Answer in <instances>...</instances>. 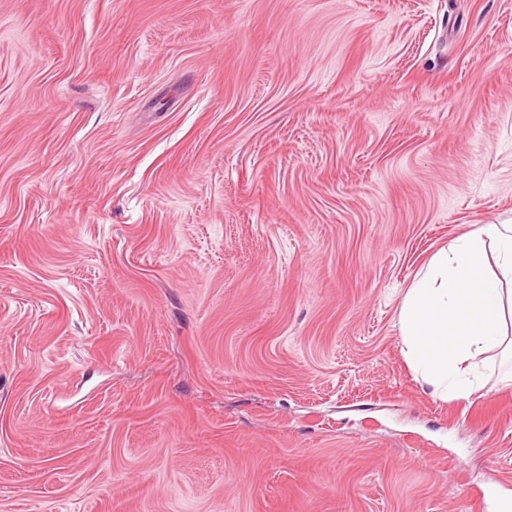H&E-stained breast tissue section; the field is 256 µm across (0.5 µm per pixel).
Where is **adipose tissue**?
Returning a JSON list of instances; mask_svg holds the SVG:
<instances>
[{
  "label": "adipose tissue",
  "mask_w": 512,
  "mask_h": 512,
  "mask_svg": "<svg viewBox=\"0 0 512 512\" xmlns=\"http://www.w3.org/2000/svg\"><path fill=\"white\" fill-rule=\"evenodd\" d=\"M405 355L434 398L467 400L497 362L512 385V224H487L441 248L399 311Z\"/></svg>",
  "instance_id": "1"
}]
</instances>
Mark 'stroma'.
<instances>
[{
    "instance_id": "stroma-1",
    "label": "stroma",
    "mask_w": 512,
    "mask_h": 512,
    "mask_svg": "<svg viewBox=\"0 0 512 512\" xmlns=\"http://www.w3.org/2000/svg\"><path fill=\"white\" fill-rule=\"evenodd\" d=\"M510 219L512 0H0V512H500L399 310Z\"/></svg>"
}]
</instances>
